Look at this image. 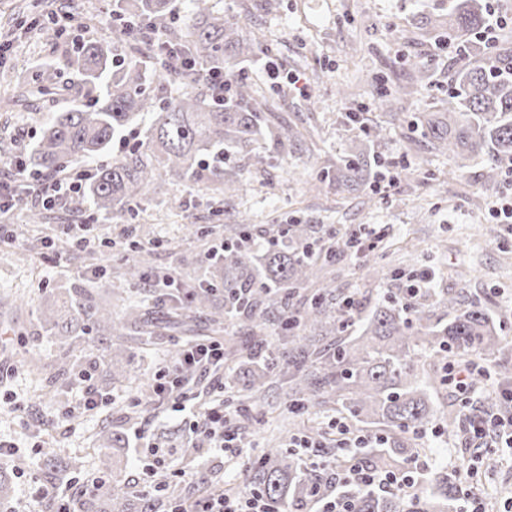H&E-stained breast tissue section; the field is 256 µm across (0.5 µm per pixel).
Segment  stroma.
Returning a JSON list of instances; mask_svg holds the SVG:
<instances>
[{"label":"stroma","mask_w":512,"mask_h":512,"mask_svg":"<svg viewBox=\"0 0 512 512\" xmlns=\"http://www.w3.org/2000/svg\"><path fill=\"white\" fill-rule=\"evenodd\" d=\"M27 2L0 0V42L10 45L0 54V77L28 73L54 58L37 33L13 27L20 6ZM210 2L245 22L246 34L259 37L279 60L284 77L271 78L259 62L250 65L246 75L273 103L276 115L300 132L301 140L287 159L272 158L262 169L248 168L244 158H232V165L249 170L251 189L243 196H225L213 185L168 184L157 200L140 203L133 216L121 219L102 218L88 206L78 211L61 199L41 224L26 223L24 209L10 212L11 235L0 240V440L14 447L12 504L18 512H42L32 492L41 484L45 446L57 448L72 465L71 478L83 482L97 474V432L112 427L127 437L120 478L133 484L143 480L144 466L155 461L148 443L163 444L171 432L183 443L196 440L192 426L199 403L220 381V374L202 375L193 387L195 399L180 406L169 400L157 405L140 399V384L153 380L168 363L167 348L184 342V333L168 331L159 341L125 337L135 363L114 365L83 342L60 344L40 323L41 309L59 308L76 290L91 293L96 302H110L117 314L131 303L156 306L147 284L132 287L120 276L130 242L148 254L151 273H170L194 285L205 279L210 248L223 240L225 225L238 214H250L254 239L263 245L270 240L266 229L271 224L297 221L339 234L353 230L375 248L381 261L373 273L349 254L338 253L326 268L337 292L370 307L427 269L435 273L436 287L485 302L496 318L506 321L512 340V229L493 217L494 205L512 202L511 173L500 172L496 186L488 190L483 185V163L470 160L456 179L448 181L447 157L424 152L415 157L412 175L387 191L340 193L326 184L316 191L311 188L319 168L339 162L364 141L392 161L413 157L421 143L411 126L414 115L447 98L454 72L480 60L474 46L437 51L434 39L420 30L421 16L447 14L449 0H281L272 13L262 9V0ZM104 4L105 0H43V10L73 14L70 39L102 40L112 36L97 22ZM414 60L427 65L429 81L416 82L410 67ZM291 75L298 77L300 91L289 90ZM408 85L415 92L401 99L396 117L379 112L382 93ZM67 105L61 98H0V181L25 187L26 207L42 205L45 195L12 165L15 148L33 144L51 113ZM363 105L369 108L364 127L348 125L346 112ZM375 127L380 136L367 138L366 129ZM60 224L87 225L85 242L71 238L63 246L47 245L46 236ZM95 264L105 265V278L90 277ZM24 349L43 357L40 372L27 369L20 355ZM504 367L509 370L505 376L500 373ZM481 369L476 402L485 411L498 386L512 383V343ZM89 384L102 393L104 403L94 412L66 416V409L76 405ZM268 400L276 410L256 415L250 423L240 464L267 449L288 447L301 437L302 426L328 430L336 421L332 413H306L290 430L278 413L284 401L280 385H272ZM434 405L441 415L435 423L440 434L418 442L425 450L419 458L425 476L477 457L465 434L445 429L444 415L458 409L451 390H437ZM164 464L176 485L189 487L194 500L209 492L187 483V473L214 480L225 474L223 454L205 446L195 459L168 456Z\"/></svg>","instance_id":"obj_1"}]
</instances>
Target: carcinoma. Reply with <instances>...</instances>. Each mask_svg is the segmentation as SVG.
<instances>
[{
	"mask_svg": "<svg viewBox=\"0 0 512 512\" xmlns=\"http://www.w3.org/2000/svg\"><path fill=\"white\" fill-rule=\"evenodd\" d=\"M176 0H111L115 20L137 18L158 31L160 53L176 51L194 63L177 74L161 62L150 66L125 53L134 40L125 26L115 28V40L85 41L66 51L61 61L33 72L27 83L41 95L67 92L72 106L53 113L42 137L24 150L25 171L33 177L58 174L69 164L97 159L112 141L149 116L145 139L133 143L112 163L95 167L87 183L72 197L79 210L88 203L95 212L122 218L133 206L157 194L160 183L216 184L233 196L247 190L241 170L224 168L225 160L242 155L255 167L275 154L288 158L298 132L272 112L269 100L257 94L244 76L229 96L208 85L212 71H224L259 57L261 41L246 36L234 18L214 13L209 0H193L188 20L177 22ZM488 14L481 0H451L448 14L421 18L435 39L459 40L480 33ZM416 126L426 148L448 155V177L456 175L460 157L486 163L485 187L496 184L501 161L512 158V77L502 58L486 51L484 62L457 70L448 86V99L435 111L420 112ZM386 163L369 151L346 157L336 169H326L319 181L351 192L378 176ZM250 219L224 225V259L212 264L207 283L179 286L171 293L176 306L206 312L215 327L229 333L245 330L242 343L228 337L225 366L238 379L227 405L249 419L266 402L273 378L286 389L288 413L297 408L334 411L363 423L384 427L379 448H364L343 459L326 458L323 467L304 469L297 449L273 448L251 461L244 473L247 486L276 503L284 512H318L320 503L334 498L337 484L328 475L332 466H345L357 457L379 473H404L419 452L415 438L436 420L432 390L448 385L443 370L450 358L496 357L506 341L480 300L465 303L436 288L411 300L407 293L391 294L365 311L360 302L336 295L332 284L314 289L307 303L294 309V299L319 270L316 255L302 253L310 242V224H273L268 233L280 242L244 250L237 246L249 234ZM124 263L123 278L138 285L147 263L139 247ZM224 290V306L215 304ZM49 330L64 339H86L111 358L130 359L121 341L127 334L156 332L152 312L131 304L116 322L112 310L91 304L79 293L70 296L67 312L42 313ZM277 336L288 351L277 360L266 356L268 337ZM105 452L98 478L78 495L73 512H170L181 499L171 475L153 470L152 490L133 494L113 477L111 453L125 448L122 434L98 432ZM44 488L55 492L70 465L56 449H42ZM13 469L0 463V502L11 497ZM349 512H452L456 486L448 469L429 478V488L411 496L400 491L354 488L340 496Z\"/></svg>",
	"mask_w": 512,
	"mask_h": 512,
	"instance_id": "1",
	"label": "carcinoma"
}]
</instances>
